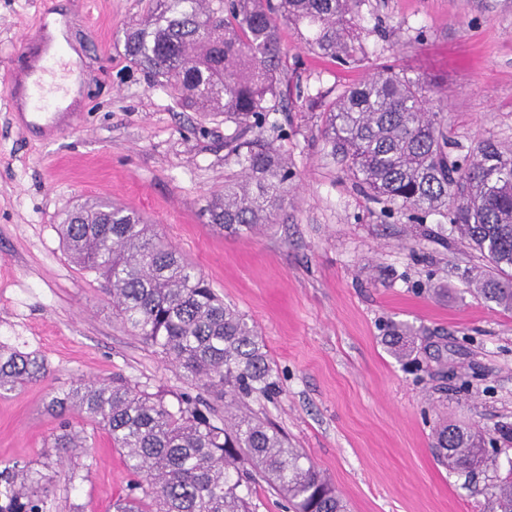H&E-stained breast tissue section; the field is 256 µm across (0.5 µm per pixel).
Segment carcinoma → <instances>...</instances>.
Listing matches in <instances>:
<instances>
[{"instance_id": "1", "label": "carcinoma", "mask_w": 512, "mask_h": 512, "mask_svg": "<svg viewBox=\"0 0 512 512\" xmlns=\"http://www.w3.org/2000/svg\"><path fill=\"white\" fill-rule=\"evenodd\" d=\"M361 0H155L150 19L125 34V50L149 84L166 88L181 106L220 112L237 125L229 140L242 175L224 183L209 207V223L251 231L269 223L286 193L287 163L264 140L283 70L279 25H304L307 45L343 62L354 56ZM331 155L348 164L373 200L399 203L422 224L449 218L488 260L467 282L484 299L512 310V148L491 140L474 158L448 160V135L425 89L386 72L344 92L325 110ZM78 266L107 283L122 324L160 352L187 379L241 399L276 388L265 345L246 319L224 304L206 277L136 211L109 201L94 217L84 207L58 225ZM407 327L390 323L387 337L401 356ZM46 359L0 344V397L42 381ZM58 420L51 450L31 462L0 466V512H53L50 457L82 449L87 428L100 429L121 451L136 479L113 512H248L241 487L248 458L293 512H346L329 479L288 445L273 426L230 413L216 424L200 399L182 394L170 407L159 393L123 380L78 379L50 393ZM439 459L473 475L497 467L469 432L444 426ZM492 512H512V464L487 486Z\"/></svg>"}]
</instances>
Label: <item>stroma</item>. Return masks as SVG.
I'll list each match as a JSON object with an SVG mask.
<instances>
[{"label":"stroma","instance_id":"obj_1","mask_svg":"<svg viewBox=\"0 0 512 512\" xmlns=\"http://www.w3.org/2000/svg\"><path fill=\"white\" fill-rule=\"evenodd\" d=\"M153 0H0V343L43 355L42 382L0 397V461H35L56 421L50 389L126 378L168 403L200 389L124 327L103 279L71 262L57 233L66 213L109 200L137 210L253 323L278 392L219 409L274 423L333 483L348 512H491L485 487L512 465V312L470 290L486 258L440 216L415 223L397 203L367 199L322 136L324 110L382 72L428 89L449 159L491 139L512 146V0H363L354 62L309 51L296 25L266 134L288 161L272 223L236 232L210 224L214 194L240 169L223 116L182 109L125 52ZM60 14L82 87L63 127L26 126L7 104L33 41ZM411 326L404 359L390 322ZM495 439L498 468L466 477L441 465L440 425ZM84 479L57 468L56 512H112L131 479L104 432Z\"/></svg>","mask_w":512,"mask_h":512}]
</instances>
